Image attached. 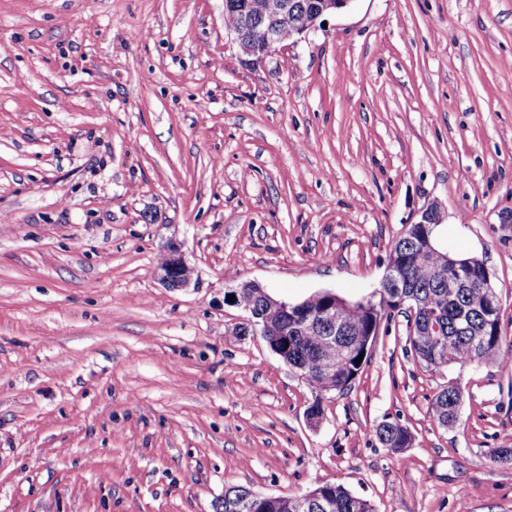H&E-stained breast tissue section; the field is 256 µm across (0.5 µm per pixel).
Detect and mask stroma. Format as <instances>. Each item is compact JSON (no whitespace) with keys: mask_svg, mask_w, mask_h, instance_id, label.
<instances>
[{"mask_svg":"<svg viewBox=\"0 0 512 512\" xmlns=\"http://www.w3.org/2000/svg\"><path fill=\"white\" fill-rule=\"evenodd\" d=\"M432 203L512 344V0H353L254 64L224 0H0V512H218L228 485L320 482L376 512H512L491 460L512 367L427 368L399 316L313 428L227 299L362 300ZM171 240L184 290L158 277ZM457 393L459 396V402L463 400V391L460 385L456 383L448 382V385L444 386L433 398L429 415L432 422L440 428H448L454 426L459 419L457 415L456 398ZM375 436L383 448L394 454L401 453L412 442L409 429L398 422H381L375 429Z\"/></svg>","mask_w":512,"mask_h":512,"instance_id":"35a3bbf8","label":"stroma"}]
</instances>
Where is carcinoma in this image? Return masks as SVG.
<instances>
[{
    "mask_svg": "<svg viewBox=\"0 0 512 512\" xmlns=\"http://www.w3.org/2000/svg\"><path fill=\"white\" fill-rule=\"evenodd\" d=\"M264 0H224V23L252 31L259 27ZM320 0H294L293 26L288 34L310 21ZM418 226L404 225L394 241L389 257L408 261L406 281L398 289L389 288L376 303L338 302L340 324L336 334L324 336L318 314L303 324L296 312L284 313L270 302L243 291V305L260 314L273 316L269 335L282 340V350L294 372L303 378L315 400L311 407L322 411V399L332 392L347 389L367 363L365 344L368 335L382 321H390L401 306L413 310L407 320V342L417 360L432 369L509 361L501 336V303L496 288L487 287L490 273L485 263L474 257L448 255V265L438 270L439 259L424 250ZM336 357V377L325 378L314 371L313 362ZM456 384L450 382L433 398L429 415L440 428L454 426L459 419ZM379 444L398 454L412 442L409 429L398 422H381L375 429ZM310 493L330 503L328 512H374L371 502L345 487L329 482L316 485ZM287 496L275 504L250 490L235 485L224 487L223 512H291Z\"/></svg>",
    "mask_w": 512,
    "mask_h": 512,
    "instance_id": "obj_1",
    "label": "carcinoma"
}]
</instances>
